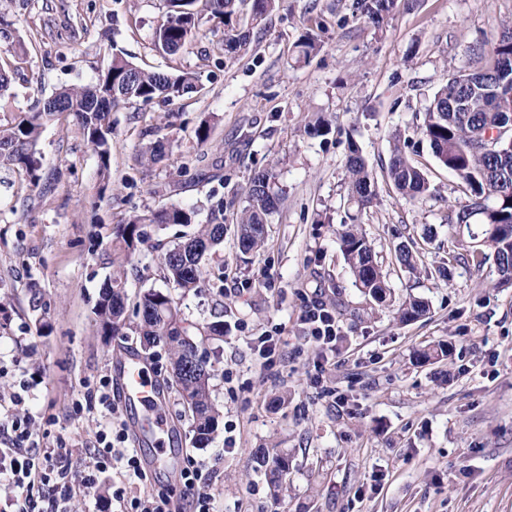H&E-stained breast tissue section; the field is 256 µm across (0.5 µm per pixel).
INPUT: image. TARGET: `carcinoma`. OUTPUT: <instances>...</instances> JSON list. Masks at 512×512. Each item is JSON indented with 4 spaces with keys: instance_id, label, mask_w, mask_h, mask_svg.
<instances>
[{
    "instance_id": "cac0c4a2",
    "label": "carcinoma",
    "mask_w": 512,
    "mask_h": 512,
    "mask_svg": "<svg viewBox=\"0 0 512 512\" xmlns=\"http://www.w3.org/2000/svg\"><path fill=\"white\" fill-rule=\"evenodd\" d=\"M167 15L154 33L156 48L168 55L178 53L194 37L200 18L198 0H166ZM212 17L228 26L241 20L242 0H207ZM397 0H356L355 9L373 24H380L396 8ZM479 59L489 57L472 73V84L465 86L451 78L445 80L426 109L421 134L436 160L458 178L465 196L459 206L448 212V230L459 225L481 228L482 233H469L471 264L479 269L489 258L499 261L497 287H512V149L506 142L512 138V95L498 91L504 80L512 82V33L507 31L491 50L482 46L472 49ZM18 54L0 58V98L10 88ZM194 73L149 71L134 65L120 54L89 85L62 87L52 93L59 105L57 112L48 110L41 98L25 112L17 113L10 122L0 123V168L14 170L32 186L41 179V134L56 114L67 112L76 123L97 157L101 188L112 187V112L129 102L149 104L156 100L172 101L198 91ZM401 133L391 136L387 176L401 195L420 200L430 194L423 171L410 159ZM346 177L349 203L366 208L377 197V190L356 142L348 146ZM247 206L238 222V244L242 253L255 251L264 243L267 217L277 208L279 198L270 187L269 173L255 174L246 191ZM194 212L172 204L159 211L133 214L128 222L115 224L110 231L112 273L100 289L94 306L100 327L117 336L126 326L124 317L128 273L139 246L148 237V228L167 224L193 225L190 232L160 259L163 279L175 289L197 290L205 283L204 256L224 242V201L213 207L204 224H193ZM495 226L496 236L490 252L479 245L484 230ZM341 252L354 277V285L364 295L383 304L391 289L378 257L359 224H345L338 232ZM203 250H198V247ZM398 261L411 271L418 270V256L405 243L395 245ZM139 322L131 332L139 336L145 353L156 355L161 349L172 365L167 380L181 397L188 412L189 432L193 444L207 445L219 426L221 413L212 399L211 370L199 353L195 337L224 335V321L190 322L183 317L178 302L170 292L150 289L136 302ZM428 304L411 297L401 304L397 319L401 323L426 315ZM420 361H441L448 357L443 344L415 352ZM257 467L264 470L273 494L288 492L286 476L291 460L282 448H257L252 454Z\"/></svg>"
}]
</instances>
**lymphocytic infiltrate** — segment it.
<instances>
[{"label":"lymphocytic infiltrate","instance_id":"obj_1","mask_svg":"<svg viewBox=\"0 0 512 512\" xmlns=\"http://www.w3.org/2000/svg\"><path fill=\"white\" fill-rule=\"evenodd\" d=\"M29 380H20L8 395V405L0 416V512H68V503L77 488H92L96 475L116 470L112 500L119 512H181L180 502H188L190 512H211V502L201 487L212 471L195 460H188L181 472L179 496L145 490L130 498L127 486H147L149 478L134 449L125 445L124 431L112 428V389L108 378L87 394L101 408L102 424L96 442L88 451L89 462L80 465L75 448L65 441L56 446L42 445L35 420L26 407V396L33 390Z\"/></svg>","mask_w":512,"mask_h":512}]
</instances>
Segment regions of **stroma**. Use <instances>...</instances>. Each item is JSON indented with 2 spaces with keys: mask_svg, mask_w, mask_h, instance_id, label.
<instances>
[{
  "mask_svg": "<svg viewBox=\"0 0 512 512\" xmlns=\"http://www.w3.org/2000/svg\"><path fill=\"white\" fill-rule=\"evenodd\" d=\"M197 9L199 31L170 56L154 46L166 0H0L9 24L0 48L20 39L27 49L2 121L58 88L93 83L116 52L145 69L194 72L200 85L171 103L134 102L113 113L110 195L98 196L97 158L69 115L42 133L37 186L0 170V298L8 301L0 313V395L39 374L27 406L44 444L62 436L92 447L95 410L76 418L69 411L86 383L113 376L140 348L137 336L104 334L93 313L111 270L109 228L135 211L205 210L220 198L224 247L209 256L207 274L231 272L245 288L180 299L190 320L220 312L231 327L200 346L222 411L206 447L191 445L183 404L165 392L177 463L192 458L215 470L207 491L216 512H512V288L497 287L494 262L479 270L449 263L462 246L448 231V209L463 195L420 132L449 72L473 70L471 47L494 45L512 25V0H411L378 27L354 0H278L236 54L225 51L227 30L204 0ZM309 33L320 50L297 62ZM321 116L331 132L309 135ZM165 117V157L139 163L147 129ZM203 122L210 137L202 143L195 131ZM396 130L430 181L425 199L403 198L385 177ZM352 141L377 178L378 197L363 210L347 201ZM262 170L280 203L263 248L244 255L237 218ZM344 224L362 225L371 241L392 288L388 305L355 287L336 237ZM179 231L150 230L129 275V303L166 289L159 259ZM402 241L419 251L420 273L395 259ZM447 264L449 282L437 273ZM411 296L428 301V314L396 322ZM316 301L336 315V345L326 355L301 319ZM267 331L281 336V359L270 371L252 350ZM438 342L448 345L447 360L415 362V349ZM324 356L331 365L312 385ZM282 393L283 404L275 400ZM263 446L292 457L282 498L253 469L251 454Z\"/></svg>",
  "mask_w": 512,
  "mask_h": 512,
  "instance_id": "1",
  "label": "stroma"
}]
</instances>
